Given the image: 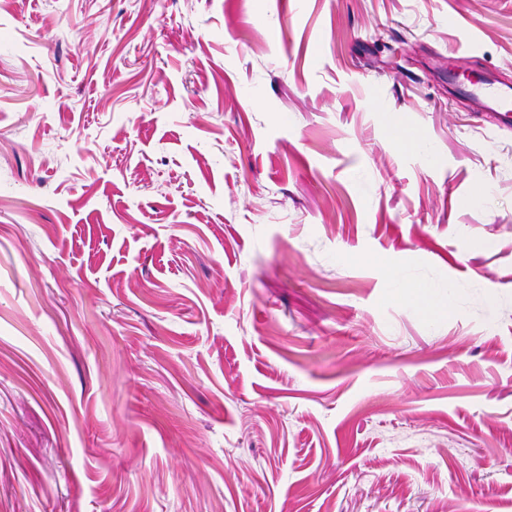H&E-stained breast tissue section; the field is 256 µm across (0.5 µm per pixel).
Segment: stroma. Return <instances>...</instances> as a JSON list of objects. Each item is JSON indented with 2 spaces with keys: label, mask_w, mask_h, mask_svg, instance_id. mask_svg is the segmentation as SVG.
I'll use <instances>...</instances> for the list:
<instances>
[{
  "label": "stroma",
  "mask_w": 512,
  "mask_h": 512,
  "mask_svg": "<svg viewBox=\"0 0 512 512\" xmlns=\"http://www.w3.org/2000/svg\"><path fill=\"white\" fill-rule=\"evenodd\" d=\"M452 55L512 86V0H0V512H512Z\"/></svg>",
  "instance_id": "35a3bbf8"
}]
</instances>
